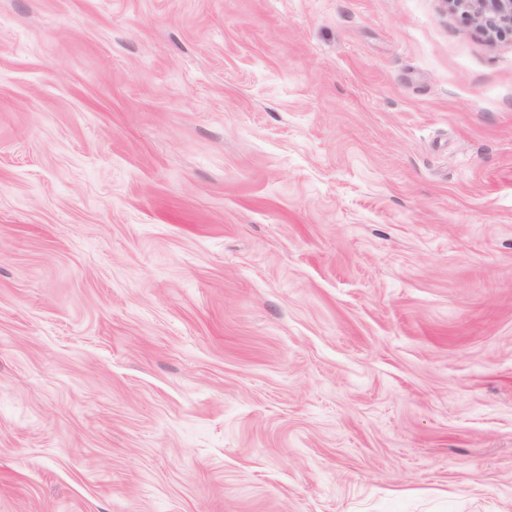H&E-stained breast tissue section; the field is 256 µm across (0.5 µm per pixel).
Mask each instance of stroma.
I'll return each instance as SVG.
<instances>
[{
  "mask_svg": "<svg viewBox=\"0 0 512 512\" xmlns=\"http://www.w3.org/2000/svg\"><path fill=\"white\" fill-rule=\"evenodd\" d=\"M0 512H512V37L0 0Z\"/></svg>",
  "mask_w": 512,
  "mask_h": 512,
  "instance_id": "1",
  "label": "stroma"
}]
</instances>
